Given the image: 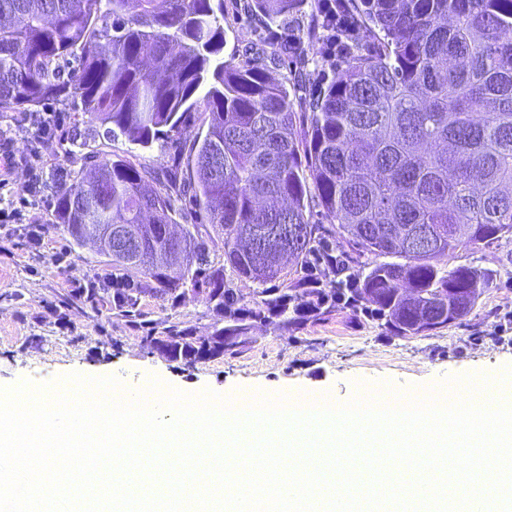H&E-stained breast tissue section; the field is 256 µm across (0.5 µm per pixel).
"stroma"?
I'll return each mask as SVG.
<instances>
[{
    "instance_id": "stroma-1",
    "label": "stroma",
    "mask_w": 512,
    "mask_h": 512,
    "mask_svg": "<svg viewBox=\"0 0 512 512\" xmlns=\"http://www.w3.org/2000/svg\"><path fill=\"white\" fill-rule=\"evenodd\" d=\"M252 0H224V60L234 65L261 63L286 83L297 112L335 73V59L311 57L308 65L276 52L265 19ZM43 111L59 113L64 138L43 150L41 200L25 210L27 222L43 226L39 251L24 231L0 239V387L22 381L43 385L72 374L112 377L136 391L160 382L186 393L220 394L253 388L270 392L302 390L344 400L363 386L399 391L444 387L472 381L486 370H512V237L490 245L462 248L444 266H475L491 280L462 323L427 336L400 337L362 312L337 305L330 315L308 320L301 329L280 320L253 324L245 351L185 366L148 349L144 331L112 310L111 295L88 302L70 289L111 272L109 257L93 244L78 245L53 224V184L87 167L90 154L121 156L147 168H167L180 178L191 173L189 149L174 153L163 142L141 148L125 137H107L100 123H88L68 105L49 101ZM65 307L70 329H61L53 307ZM138 307L148 318L166 319L206 337L223 320L204 296L186 295L180 305L149 296Z\"/></svg>"
}]
</instances>
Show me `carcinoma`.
<instances>
[{
  "label": "carcinoma",
  "instance_id": "cac0c4a2",
  "mask_svg": "<svg viewBox=\"0 0 512 512\" xmlns=\"http://www.w3.org/2000/svg\"><path fill=\"white\" fill-rule=\"evenodd\" d=\"M307 0H254L269 25L290 30ZM357 45L309 104L293 111L288 88L263 66L224 62V0H0V114L49 100L149 147L182 146L198 101L206 129L192 140L193 174L163 171L161 188L124 158L94 161L55 190L54 218L74 241L121 224L130 240L112 264L126 272L112 309L129 314L142 295L176 307L191 286L229 324L200 340L152 321L144 344L187 366L235 356L257 322L298 329L342 301L398 336H424V310L448 321V294L477 288L470 266L436 264L459 248L512 235V0H347ZM313 192L338 237L376 262L357 288L296 280L240 303L229 276L267 284L295 260L300 271L336 252L309 223ZM190 196L208 223L173 224ZM299 230L292 254L260 255L247 237L265 226ZM430 248L409 240L420 230ZM222 252L211 248L213 236Z\"/></svg>",
  "mask_w": 512,
  "mask_h": 512
}]
</instances>
